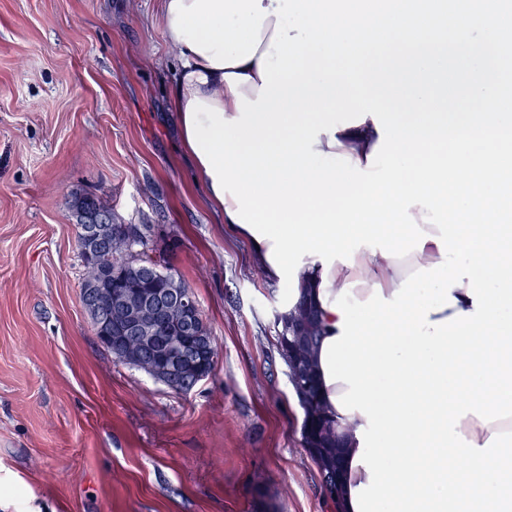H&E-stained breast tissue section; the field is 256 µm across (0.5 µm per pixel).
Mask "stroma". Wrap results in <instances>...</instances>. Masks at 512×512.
<instances>
[{"label":"stroma","instance_id":"35a3bbf8","mask_svg":"<svg viewBox=\"0 0 512 512\" xmlns=\"http://www.w3.org/2000/svg\"><path fill=\"white\" fill-rule=\"evenodd\" d=\"M160 0H0V512H333L275 345L282 292L194 182ZM193 290L218 350L186 396L114 361L70 192Z\"/></svg>","mask_w":512,"mask_h":512}]
</instances>
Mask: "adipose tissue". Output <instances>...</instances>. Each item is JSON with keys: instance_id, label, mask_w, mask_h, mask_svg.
Segmentation results:
<instances>
[{"instance_id": "obj_1", "label": "adipose tissue", "mask_w": 512, "mask_h": 512, "mask_svg": "<svg viewBox=\"0 0 512 512\" xmlns=\"http://www.w3.org/2000/svg\"><path fill=\"white\" fill-rule=\"evenodd\" d=\"M172 0H161L160 25L167 43L173 47L180 61L179 77L172 88L170 104L177 117H184L189 100L200 99L205 103L223 109L225 118L237 116L236 101L238 95L247 99H256L262 81L259 74L258 58L234 66V73L244 76L245 81L238 89H230L222 69L212 67L206 55L191 51L184 39L178 38L171 22ZM379 133L373 120H366L357 126L338 129L335 136L320 135L318 150H332L335 153L352 158L359 167H366L368 157L377 145ZM423 231L430 233L422 251L411 252L404 258H386L373 254L363 248L354 255L353 265L347 266L334 262L331 269H324L317 257L307 258L298 272L299 281H306L313 287H320L322 281H329L330 295H337L345 284H352V293L358 300H367L374 286H381L384 297H391L402 281L420 267H429L441 259L440 250L434 241L439 230L435 225L424 223ZM340 431L345 436V454L343 460V478L340 493V512H355L351 503V492L361 484L367 483L368 473L364 466L353 465L352 460L359 450L356 437L358 428L365 425L366 419L360 413L338 415Z\"/></svg>"}]
</instances>
